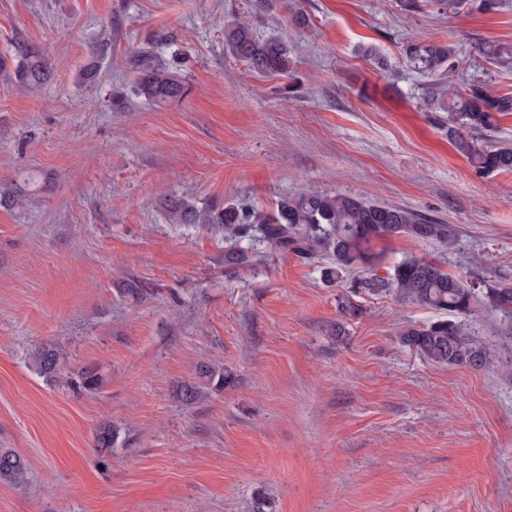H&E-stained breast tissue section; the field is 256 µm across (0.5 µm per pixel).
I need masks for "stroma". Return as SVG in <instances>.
Returning a JSON list of instances; mask_svg holds the SVG:
<instances>
[{
	"label": "stroma",
	"instance_id": "stroma-1",
	"mask_svg": "<svg viewBox=\"0 0 512 512\" xmlns=\"http://www.w3.org/2000/svg\"><path fill=\"white\" fill-rule=\"evenodd\" d=\"M0 0V512H512V325L469 323L500 357L475 371L404 346L439 311L359 288L327 257L258 239L229 265L214 224H175L176 197L270 212L317 190L413 209L459 228L450 246L373 244L378 275L407 258L512 285V172L475 169L402 66L408 41L456 50L453 82L512 95V0L458 11L400 0ZM286 41L288 77L230 55L224 25ZM47 60L23 88L15 47ZM185 86L137 95V51ZM492 255V267L481 264ZM65 355L61 375L38 349ZM95 369L99 385L72 381ZM199 394L186 403L178 385ZM119 433L97 448L99 425ZM63 353L54 348H42L36 354L37 370L43 376L49 378L57 375L63 365ZM27 477V464L16 453L0 451V479L21 484Z\"/></svg>",
	"mask_w": 512,
	"mask_h": 512
}]
</instances>
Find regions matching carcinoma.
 Returning a JSON list of instances; mask_svg holds the SVG:
<instances>
[{
  "label": "carcinoma",
  "mask_w": 512,
  "mask_h": 512,
  "mask_svg": "<svg viewBox=\"0 0 512 512\" xmlns=\"http://www.w3.org/2000/svg\"><path fill=\"white\" fill-rule=\"evenodd\" d=\"M227 46L237 59L247 62L264 76L288 74V45L277 39L260 40L252 27L235 22L225 30ZM15 71L18 82L42 85L50 77L44 58L30 47L19 45ZM455 49L432 40L413 42L403 50L402 62L411 69L444 75L454 67ZM141 95L165 102L185 94L184 84L166 69L148 66L137 81ZM432 104L448 100V120L453 123L457 148L479 171L486 174L512 172V147L474 145L473 134L487 135L498 129V116L512 112V97L498 95L481 84L471 83L451 89L442 82L427 88ZM37 188V179L27 177L24 186L6 188L0 198L8 196L21 204ZM169 218L176 224H220L224 237L236 240L247 236L265 241L271 248L296 252L311 259L319 254L332 258L336 269L329 275L355 265L373 266L377 255L372 244L394 235L419 242L451 245L457 240L454 224H443L409 209L381 204L362 197L306 192L282 195L268 214L256 212L231 202L221 210L198 208L184 200H174L168 207ZM371 292H388L396 297L435 309L445 317L426 326H412L400 333L401 342L430 361L442 365L465 366L483 371L493 365L495 355L481 342L466 322L474 308L483 306L512 320V287H500L484 281L474 284L449 274L433 261L406 259L393 267L386 277L374 275L364 281ZM39 373L49 378L63 365L62 353L43 348L35 357ZM118 432L107 424L96 433L97 446L112 450ZM27 477V464L16 453L0 451V479L21 484Z\"/></svg>",
  "instance_id": "1"
}]
</instances>
